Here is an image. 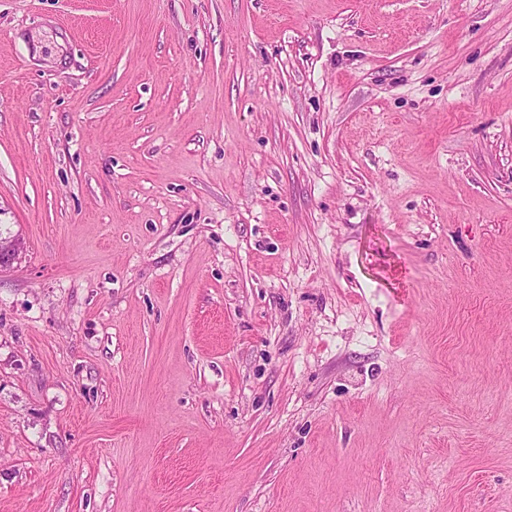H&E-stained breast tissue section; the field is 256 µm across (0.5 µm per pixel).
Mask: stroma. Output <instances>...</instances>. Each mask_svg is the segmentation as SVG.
<instances>
[{"label": "stroma", "mask_w": 512, "mask_h": 512, "mask_svg": "<svg viewBox=\"0 0 512 512\" xmlns=\"http://www.w3.org/2000/svg\"><path fill=\"white\" fill-rule=\"evenodd\" d=\"M0 512H512V0H0ZM23 250L18 237H0V269L10 268L20 260Z\"/></svg>", "instance_id": "obj_1"}]
</instances>
